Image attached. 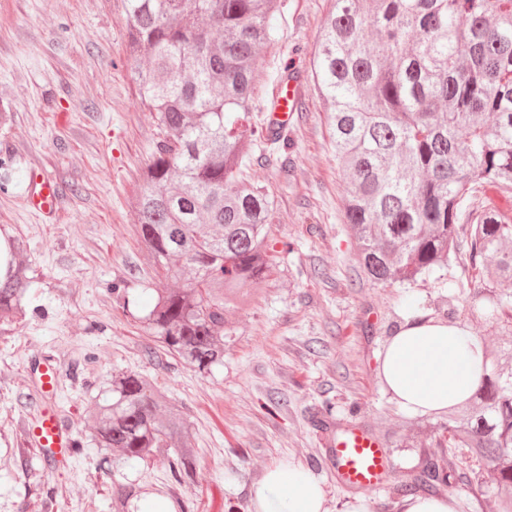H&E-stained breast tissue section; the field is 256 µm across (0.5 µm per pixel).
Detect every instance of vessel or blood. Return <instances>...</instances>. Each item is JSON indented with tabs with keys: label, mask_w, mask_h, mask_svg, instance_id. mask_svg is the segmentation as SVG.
<instances>
[{
	"label": "vessel or blood",
	"mask_w": 512,
	"mask_h": 512,
	"mask_svg": "<svg viewBox=\"0 0 512 512\" xmlns=\"http://www.w3.org/2000/svg\"><path fill=\"white\" fill-rule=\"evenodd\" d=\"M302 98V79L294 76L282 83L273 103L267 126L284 127L285 113L296 111ZM60 196L58 184L49 178L31 176L24 202L33 213H53ZM26 439L37 448L44 465L67 463L74 455L75 441L71 431L61 422L55 401L45 400L39 412L26 427ZM330 469L337 482L351 488L383 486L390 468V458L376 436L358 426L343 430L329 451Z\"/></svg>",
	"instance_id": "1"
}]
</instances>
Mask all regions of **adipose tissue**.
I'll return each instance as SVG.
<instances>
[{
	"label": "adipose tissue",
	"mask_w": 512,
	"mask_h": 512,
	"mask_svg": "<svg viewBox=\"0 0 512 512\" xmlns=\"http://www.w3.org/2000/svg\"><path fill=\"white\" fill-rule=\"evenodd\" d=\"M483 347L460 324L413 317L390 336L381 354L385 389L405 411L446 413L477 388ZM320 482L304 466L278 463L252 485L248 512H327Z\"/></svg>",
	"instance_id": "1"
}]
</instances>
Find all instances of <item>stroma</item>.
<instances>
[{
	"label": "stroma",
	"mask_w": 512,
	"mask_h": 512,
	"mask_svg": "<svg viewBox=\"0 0 512 512\" xmlns=\"http://www.w3.org/2000/svg\"><path fill=\"white\" fill-rule=\"evenodd\" d=\"M333 5L281 0L278 39L256 60L249 124H263L283 67L310 75ZM126 39L121 0H0V107L9 113L0 124V238L26 241L32 280L25 319L0 325V512L50 503L110 512L113 487L127 482L172 512L231 504L245 512L252 484L284 461L312 465L329 512H344L353 493L327 455L347 425L375 433L391 459L383 487L362 493L373 512H399L395 484L431 459L453 466L446 491L456 512H494L477 463L437 446L440 417L402 410L381 385L386 339L405 319L431 315L448 282L374 285L360 276L346 186L313 84L288 125V148L261 145L242 173L274 201L277 253L250 305L226 316L223 366L203 375L161 349L146 359L157 271L141 251L132 205L161 130L139 98ZM34 171L61 189L51 217L23 204ZM41 358L59 375L53 398L78 443L53 471L25 439L45 399L30 378ZM126 371L146 375L183 411L198 448L193 482H177L169 448L133 469H105L90 436L102 392ZM326 399L336 410L329 420L319 413Z\"/></svg>",
	"instance_id": "stroma-1"
}]
</instances>
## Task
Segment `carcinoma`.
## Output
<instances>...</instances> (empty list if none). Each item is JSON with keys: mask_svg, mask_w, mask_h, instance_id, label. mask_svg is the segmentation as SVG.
<instances>
[{"mask_svg": "<svg viewBox=\"0 0 512 512\" xmlns=\"http://www.w3.org/2000/svg\"><path fill=\"white\" fill-rule=\"evenodd\" d=\"M126 55L142 104L163 132L141 172L134 209L141 248L165 271L145 321L155 341L201 373L224 364L225 314L273 268L274 201L240 178L258 144L286 140L244 124L259 50L277 38V0H121ZM311 81L322 96L347 189L346 223L360 274L410 282L448 266L472 271L448 296L512 332V220L489 202L512 198V0H336ZM26 244L0 276V322L23 314ZM484 352L471 397L448 409V447L487 465L497 512H512V368ZM92 441L135 468L176 445L180 478L197 449L182 411L143 375L112 381ZM451 474L422 471L397 487L436 492ZM132 483L112 492L129 512Z\"/></svg>", "mask_w": 512, "mask_h": 512, "instance_id": "carcinoma-1", "label": "carcinoma"}]
</instances>
